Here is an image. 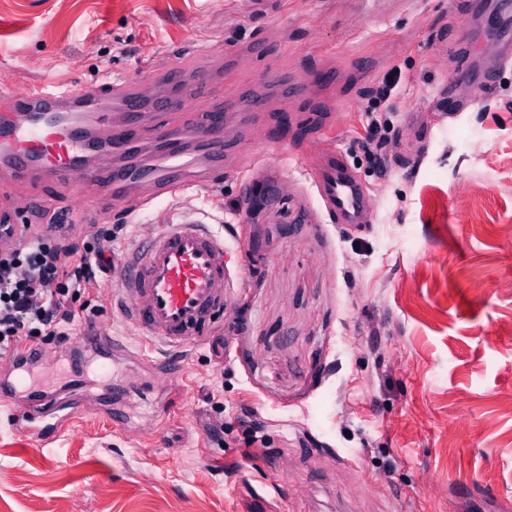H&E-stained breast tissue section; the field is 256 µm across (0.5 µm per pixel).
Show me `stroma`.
Instances as JSON below:
<instances>
[{
	"label": "stroma",
	"mask_w": 512,
	"mask_h": 512,
	"mask_svg": "<svg viewBox=\"0 0 512 512\" xmlns=\"http://www.w3.org/2000/svg\"><path fill=\"white\" fill-rule=\"evenodd\" d=\"M458 0H0V88L136 80L145 100L180 55L231 51L221 89L265 109L225 124L243 168L206 189L139 186L85 224H120L113 255L197 220L229 246L223 313L169 353L178 386L144 370L143 333L104 299L35 368L85 407L30 430L28 393L0 410V512H512V68L446 130H427L455 60ZM411 78L387 117L388 171L354 139L361 94ZM299 82L283 98L266 80ZM342 156L372 221L334 223L315 183ZM88 186L0 179V213L33 199L69 217ZM95 330L128 350L106 362ZM145 383L112 416L121 384ZM261 438L247 458L245 425Z\"/></svg>",
	"instance_id": "stroma-1"
}]
</instances>
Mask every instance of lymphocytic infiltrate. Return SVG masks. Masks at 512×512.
<instances>
[{"label": "lymphocytic infiltrate", "instance_id": "f902f5d3", "mask_svg": "<svg viewBox=\"0 0 512 512\" xmlns=\"http://www.w3.org/2000/svg\"><path fill=\"white\" fill-rule=\"evenodd\" d=\"M406 81L401 67L393 65L366 90V134L357 145L380 172L386 169L382 115L393 111ZM121 230L118 224H93L77 236L64 225L49 224L38 231L24 229L13 245L0 248L1 359L28 345L43 348L67 340L78 314L105 293L99 274Z\"/></svg>", "mask_w": 512, "mask_h": 512}]
</instances>
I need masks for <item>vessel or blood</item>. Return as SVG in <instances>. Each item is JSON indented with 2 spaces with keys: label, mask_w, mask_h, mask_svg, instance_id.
I'll return each instance as SVG.
<instances>
[{
  "label": "vessel or blood",
  "mask_w": 512,
  "mask_h": 512,
  "mask_svg": "<svg viewBox=\"0 0 512 512\" xmlns=\"http://www.w3.org/2000/svg\"><path fill=\"white\" fill-rule=\"evenodd\" d=\"M462 11L465 25L453 38L462 53L457 80L487 93L512 67V0H465ZM206 59L174 64L164 75L169 93L160 102L143 100L135 81L120 78L98 87L39 84L22 94L1 92L0 172L18 179L51 175L63 185L84 181L110 204L136 182L160 195L182 185L210 186L240 148L224 127L223 105L209 96L227 56L212 50ZM146 137L157 152L141 159L134 147ZM104 151L116 158L108 170L91 164ZM319 180L337 223H359L370 197L347 163L330 161ZM225 252L223 240L197 221L165 225L150 243L132 245L116 279L123 317L164 348L199 340L226 300ZM68 393L62 400L34 391L37 413L78 412L84 406L79 382Z\"/></svg>",
  "instance_id": "1"
}]
</instances>
